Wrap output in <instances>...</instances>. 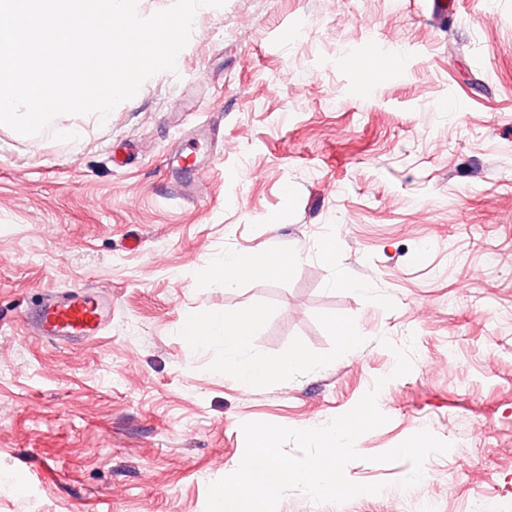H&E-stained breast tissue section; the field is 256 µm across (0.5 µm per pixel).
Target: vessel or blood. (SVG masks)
<instances>
[{
    "mask_svg": "<svg viewBox=\"0 0 512 512\" xmlns=\"http://www.w3.org/2000/svg\"><path fill=\"white\" fill-rule=\"evenodd\" d=\"M173 170L169 177L172 191L191 199L197 186L196 160L184 153L170 157ZM112 319V299L89 288H74L62 294L48 295L29 325L36 336L50 342H69L102 335Z\"/></svg>",
    "mask_w": 512,
    "mask_h": 512,
    "instance_id": "b4317fda",
    "label": "vessel or blood"
}]
</instances>
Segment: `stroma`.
<instances>
[{"mask_svg": "<svg viewBox=\"0 0 512 512\" xmlns=\"http://www.w3.org/2000/svg\"><path fill=\"white\" fill-rule=\"evenodd\" d=\"M370 42L402 53L364 82L351 60ZM202 123L224 150L201 151L203 195L184 204L165 159ZM292 252L281 278L227 290L209 273L227 253ZM81 286L112 296L102 336L28 331L45 294ZM241 306L264 313L252 358L299 347L318 370L244 390L222 343H185L187 312ZM329 313L359 328L352 353ZM409 341L413 368L392 378ZM381 377L388 421L345 474L384 490L340 505L291 490L277 512H414L410 463L373 457L423 429L451 448L420 494L512 512V0H448L443 20L424 0H226L107 123L0 127V512H205L243 423L319 426Z\"/></svg>", "mask_w": 512, "mask_h": 512, "instance_id": "1", "label": "stroma"}]
</instances>
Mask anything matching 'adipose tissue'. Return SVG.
Masks as SVG:
<instances>
[{
    "mask_svg": "<svg viewBox=\"0 0 512 512\" xmlns=\"http://www.w3.org/2000/svg\"><path fill=\"white\" fill-rule=\"evenodd\" d=\"M274 256L246 257L229 254L214 258L209 263L211 275L232 288L243 279H265L273 273ZM260 320L254 309L239 307L222 312L189 314L183 327V336L192 346L209 343L212 337L224 339V368L233 374L236 384L243 389L266 382L294 366L308 365L303 350H290L280 359H248L250 338Z\"/></svg>",
    "mask_w": 512,
    "mask_h": 512,
    "instance_id": "obj_1",
    "label": "adipose tissue"
}]
</instances>
